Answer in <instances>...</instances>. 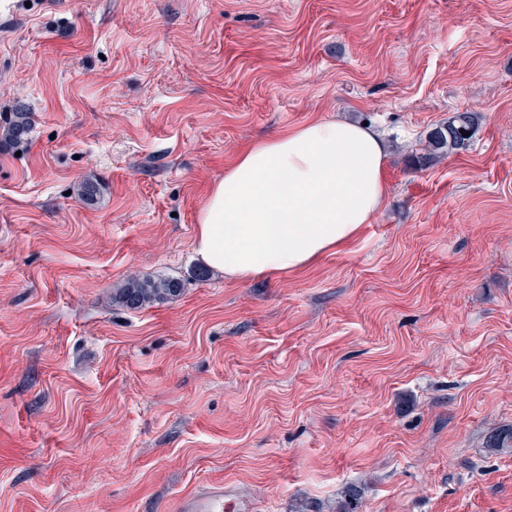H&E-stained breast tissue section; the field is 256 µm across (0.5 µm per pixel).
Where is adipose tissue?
Instances as JSON below:
<instances>
[{
    "label": "adipose tissue",
    "instance_id": "obj_1",
    "mask_svg": "<svg viewBox=\"0 0 512 512\" xmlns=\"http://www.w3.org/2000/svg\"><path fill=\"white\" fill-rule=\"evenodd\" d=\"M387 157L376 130L333 119L254 143L199 212L197 260L231 280L308 267L372 222L388 194Z\"/></svg>",
    "mask_w": 512,
    "mask_h": 512
}]
</instances>
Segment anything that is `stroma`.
Listing matches in <instances>:
<instances>
[{"label": "stroma", "instance_id": "stroma-1", "mask_svg": "<svg viewBox=\"0 0 512 512\" xmlns=\"http://www.w3.org/2000/svg\"><path fill=\"white\" fill-rule=\"evenodd\" d=\"M0 512H512V0H0ZM475 115L467 149L414 164ZM382 131L389 193L305 271L197 278L252 143ZM99 184L93 203L83 181ZM182 283L128 310L129 276ZM358 499H349V487ZM1 136L6 141H21L29 133L30 117L22 106L16 108L15 112L7 117L4 124L0 126ZM474 114L458 112L450 118L448 124L435 128L429 135L428 152L417 157L420 167L427 166L436 157V152L444 148L461 150L468 146L473 136ZM465 132L470 136L463 137ZM178 512H250V504L237 498L230 487L218 485L213 490L199 492L180 499Z\"/></svg>", "mask_w": 512, "mask_h": 512}]
</instances>
